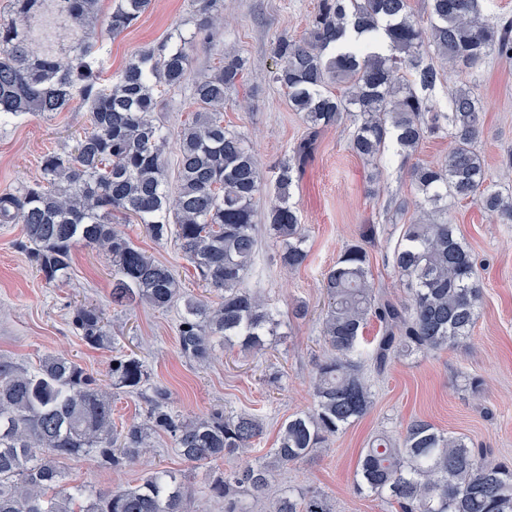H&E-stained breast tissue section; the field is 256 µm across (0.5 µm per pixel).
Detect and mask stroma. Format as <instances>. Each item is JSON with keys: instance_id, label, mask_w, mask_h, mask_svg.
<instances>
[{"instance_id": "stroma-1", "label": "stroma", "mask_w": 512, "mask_h": 512, "mask_svg": "<svg viewBox=\"0 0 512 512\" xmlns=\"http://www.w3.org/2000/svg\"><path fill=\"white\" fill-rule=\"evenodd\" d=\"M319 0H224V24L210 39L189 50L191 76L217 66L223 54L234 53L247 62L242 84L224 105V125L243 135L271 172L287 158L308 130L288 98L272 83L277 62L271 42L279 34H305ZM115 0H101L97 33L107 53L110 72L119 71L137 50L174 44L190 36V0H151L149 10L118 35L107 31ZM485 111L478 148L491 174L512 153V62L489 59L473 73ZM88 114L71 103L53 115L27 114L0 124V194L15 192L39 178L45 154L67 152L73 137L89 129ZM350 119L323 130L292 200L301 211L309 260L300 270L281 268L278 248L259 237V273L245 284L259 292L281 319L267 348L244 353L239 348H216V356L200 364L184 358L177 346L178 308L155 310L143 305L121 308L112 303V258L77 246L71 276L49 284L36 272L22 245V227L0 223V357L30 365L47 353L62 351L99 379H107L112 353L84 345L73 332L69 317L79 305L93 303L106 311L118 348L144 360L149 386L166 388L177 414L194 418L221 407L235 413H257L266 430L256 440L252 456L274 448L281 423L289 415L309 411L311 379L322 354L320 315L327 303L324 273L347 244L359 237L363 225H375L376 238L367 244L376 291L387 297L403 294L404 285L393 268V251L405 224L416 213L405 207L413 196L410 171L415 164L444 162L449 141L432 136L416 152L387 151L377 165L365 163L350 149ZM451 213L459 234L475 258V272L483 287L479 315L471 337L436 353H413L366 375L375 392L374 405L362 419L340 432L313 457L289 465L278 477L280 489L320 491L334 512H395L370 494H357L356 468L360 453L374 436L399 437L413 419L422 418L440 430L465 435L476 448L512 463V224L470 201L453 203ZM135 244L156 260L171 266L194 295H202L193 267L174 241L155 242L135 224L125 227ZM306 303V317L295 318L298 303ZM278 384H270L271 374ZM481 378L480 393L467 379ZM150 460L153 465L180 471L195 492L197 504L208 512H224V504L208 493V466L184 462L168 437H160ZM73 483L113 489L135 484L144 467L120 472L103 470L90 461L64 464Z\"/></svg>"}]
</instances>
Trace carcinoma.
I'll list each match as a JSON object with an SVG mask.
<instances>
[{"label":"carcinoma","mask_w":512,"mask_h":512,"mask_svg":"<svg viewBox=\"0 0 512 512\" xmlns=\"http://www.w3.org/2000/svg\"><path fill=\"white\" fill-rule=\"evenodd\" d=\"M8 2L11 18L0 19V122L60 112L77 99L91 130L76 136L69 152L44 155L36 182L0 195V223L22 225V244L47 283L67 278L80 244L111 255L113 304L166 310L183 301L177 341L189 360L208 361L217 342L244 351L263 346L280 321L245 279L258 250L253 202L264 178L223 116L244 60L226 55L194 80L199 111L177 132L172 185L158 87L183 86L191 41L139 50L108 82L93 35L99 0ZM150 2L118 0L109 32L129 28ZM489 9V0H429L424 27L411 0H321L304 36L273 41L279 67L272 80L308 125L307 137L275 167L265 214L283 268L298 270L308 260L305 227L291 198L324 128L353 118L351 149L374 164L390 143L413 151L443 133L451 148L443 164H417L410 172L420 216L405 225L393 252L394 268L409 284L404 297L384 298L373 287L365 247L375 236L373 224L325 272L327 354L315 365L312 408L281 424L276 447L265 456L212 477L209 493L224 501V512H332L319 493L278 490L276 471L326 447L371 410L361 351L371 320L382 329L369 350L379 373L397 358L443 350L471 335L482 289L448 200L474 201L498 223L512 224V193L495 188L477 151L485 112L474 88L449 90L446 112L432 92L443 81L436 56L461 72L489 57L512 60V18L484 16ZM191 13L195 35L208 38L224 24V0H191ZM60 28L69 30L70 43L58 40ZM335 83L344 85L343 94L331 91ZM132 223L157 242L174 240L216 300L186 296L173 271L121 228ZM70 324L86 346L110 344L102 309L81 305ZM111 363L106 386L65 354H46L33 367L0 357V512H193L192 491L172 471L153 468L136 485L97 491L69 484L62 461L120 471L151 451L153 437L166 435L185 461L205 465L249 451L265 431L254 413L215 409L183 418L163 387L154 388L142 421L119 429L112 395L141 393L148 371L141 358L121 351ZM356 481L359 493L384 498L398 512H512V464L422 419L397 439L376 436L359 457Z\"/></svg>","instance_id":"carcinoma-1"}]
</instances>
